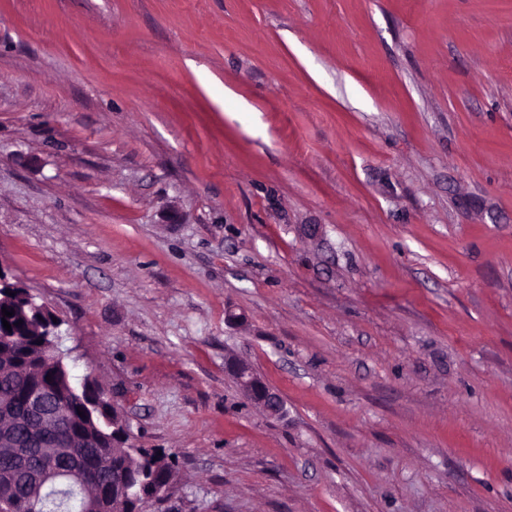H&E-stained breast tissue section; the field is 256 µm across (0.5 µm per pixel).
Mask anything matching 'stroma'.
I'll return each mask as SVG.
<instances>
[{
    "instance_id": "35a3bbf8",
    "label": "stroma",
    "mask_w": 512,
    "mask_h": 512,
    "mask_svg": "<svg viewBox=\"0 0 512 512\" xmlns=\"http://www.w3.org/2000/svg\"><path fill=\"white\" fill-rule=\"evenodd\" d=\"M0 265L149 512H512V0H0ZM224 364L248 400L258 404L270 416L280 419L287 417L288 411L282 397L257 377L248 364L233 356L225 357Z\"/></svg>"
}]
</instances>
